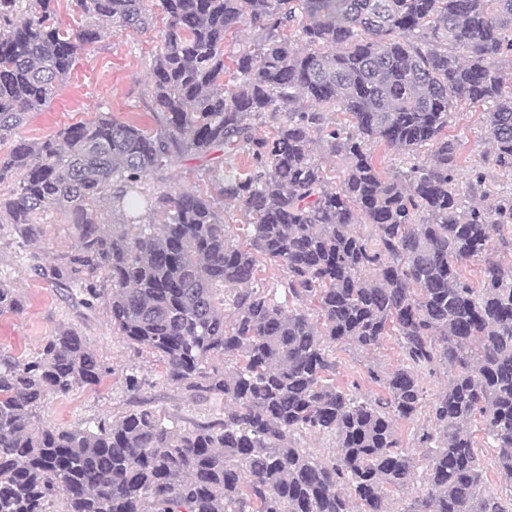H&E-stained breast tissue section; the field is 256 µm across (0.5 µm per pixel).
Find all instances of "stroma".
Masks as SVG:
<instances>
[{
	"label": "stroma",
	"instance_id": "35a3bbf8",
	"mask_svg": "<svg viewBox=\"0 0 512 512\" xmlns=\"http://www.w3.org/2000/svg\"><path fill=\"white\" fill-rule=\"evenodd\" d=\"M160 47L154 29L142 34L105 33L80 55L49 107L34 113L17 137L0 140V155L7 154L16 139H45L65 126L92 121L100 112L112 113L121 121L149 125L144 94L149 84V62ZM485 118V105L465 103L454 108L448 120V136L463 144L464 156L471 166L481 165L488 148ZM172 182L189 190L205 189L203 162L190 156L148 179L149 186L157 189ZM41 228L40 238L31 247L41 261L57 258L74 246L71 226L58 211L48 210ZM0 273L10 276L25 300L23 312L0 316V352L21 360L31 357L60 324L68 323L81 330L98 359L111 369L96 388L50 398L39 412L42 422L69 429L90 417H112L132 410L139 400L150 403L185 428L212 416L210 405L189 402L180 389L163 384L151 355L113 336L105 308L90 313L68 305L55 288L35 276L27 265L17 262L13 249L3 244ZM130 366L138 368L144 381L135 397L126 392L121 376L122 369Z\"/></svg>",
	"mask_w": 512,
	"mask_h": 512
}]
</instances>
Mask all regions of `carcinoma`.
Returning a JSON list of instances; mask_svg holds the SVG:
<instances>
[{
	"instance_id": "1",
	"label": "carcinoma",
	"mask_w": 512,
	"mask_h": 512,
	"mask_svg": "<svg viewBox=\"0 0 512 512\" xmlns=\"http://www.w3.org/2000/svg\"><path fill=\"white\" fill-rule=\"evenodd\" d=\"M52 2L0 0V140L104 32L153 26L147 0H75V28ZM156 2L153 127L103 112L18 141L0 156V239L26 259L40 215L64 213L75 248L35 274L88 312L106 305L113 334L216 414L183 429L141 402L70 429L39 422L47 399L109 371L62 324L23 362L0 353V512H512V264L499 257L512 188L491 197L486 168L464 170L445 133L457 103L488 105L493 167L512 178V0ZM243 27L253 39L226 55ZM378 147L406 166L383 175ZM188 154L207 162L205 190L148 187ZM268 263L286 273L275 288L258 284ZM23 309L0 277V315ZM388 336L396 366L336 385V347L371 358ZM418 420L408 448L399 428ZM495 472L509 493L485 492Z\"/></svg>"
}]
</instances>
